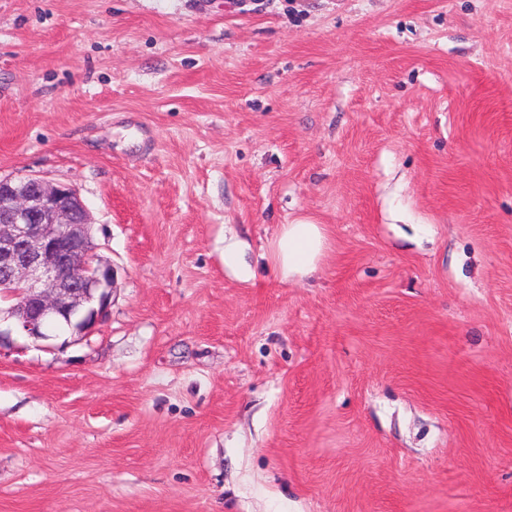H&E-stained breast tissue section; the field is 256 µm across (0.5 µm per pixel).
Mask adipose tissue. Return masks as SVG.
<instances>
[{
    "instance_id": "obj_1",
    "label": "adipose tissue",
    "mask_w": 512,
    "mask_h": 512,
    "mask_svg": "<svg viewBox=\"0 0 512 512\" xmlns=\"http://www.w3.org/2000/svg\"><path fill=\"white\" fill-rule=\"evenodd\" d=\"M329 247L324 225L298 222L283 225L273 244V257L279 275L302 278L314 272Z\"/></svg>"
}]
</instances>
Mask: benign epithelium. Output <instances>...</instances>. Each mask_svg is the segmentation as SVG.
<instances>
[{
	"instance_id": "7a95c632",
	"label": "benign epithelium",
	"mask_w": 512,
	"mask_h": 512,
	"mask_svg": "<svg viewBox=\"0 0 512 512\" xmlns=\"http://www.w3.org/2000/svg\"><path fill=\"white\" fill-rule=\"evenodd\" d=\"M78 191L37 176L0 179V294L15 300L0 349L19 331L47 341L63 327L86 336L112 304V267L95 261Z\"/></svg>"
}]
</instances>
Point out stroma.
Wrapping results in <instances>:
<instances>
[{
	"instance_id": "obj_1",
	"label": "stroma",
	"mask_w": 512,
	"mask_h": 512,
	"mask_svg": "<svg viewBox=\"0 0 512 512\" xmlns=\"http://www.w3.org/2000/svg\"><path fill=\"white\" fill-rule=\"evenodd\" d=\"M21 174L114 284L0 355V512H512V0H0ZM329 248V234L322 224L297 222L283 225L273 244V257L279 275L302 278L316 270Z\"/></svg>"
}]
</instances>
